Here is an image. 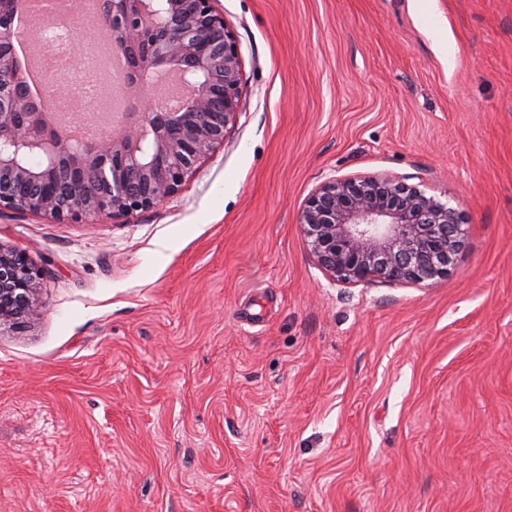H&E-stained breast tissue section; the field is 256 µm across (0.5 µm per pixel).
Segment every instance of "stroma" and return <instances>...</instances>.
I'll return each instance as SVG.
<instances>
[{
    "label": "stroma",
    "mask_w": 512,
    "mask_h": 512,
    "mask_svg": "<svg viewBox=\"0 0 512 512\" xmlns=\"http://www.w3.org/2000/svg\"><path fill=\"white\" fill-rule=\"evenodd\" d=\"M241 111L153 212L0 215V512H512V0H217ZM458 208L429 286L333 284L331 176ZM46 272L25 251L0 244V329L23 326L37 315V293Z\"/></svg>",
    "instance_id": "1"
}]
</instances>
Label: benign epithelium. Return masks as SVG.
Returning <instances> with one entry per match:
<instances>
[{
    "mask_svg": "<svg viewBox=\"0 0 512 512\" xmlns=\"http://www.w3.org/2000/svg\"><path fill=\"white\" fill-rule=\"evenodd\" d=\"M216 0H103L99 29L129 55L148 53L124 74L129 109L96 139L67 140L21 94L11 9L0 6V214L29 212L57 224L160 207L199 163L224 144L240 111L241 52ZM175 69L191 89L160 112L145 77ZM39 163H32L33 159ZM298 224L317 265L335 284L419 285L442 278L464 235L457 210L394 175L324 180ZM47 269L0 245V328L38 313Z\"/></svg>",
    "mask_w": 512,
    "mask_h": 512,
    "instance_id": "1",
    "label": "benign epithelium"
}]
</instances>
